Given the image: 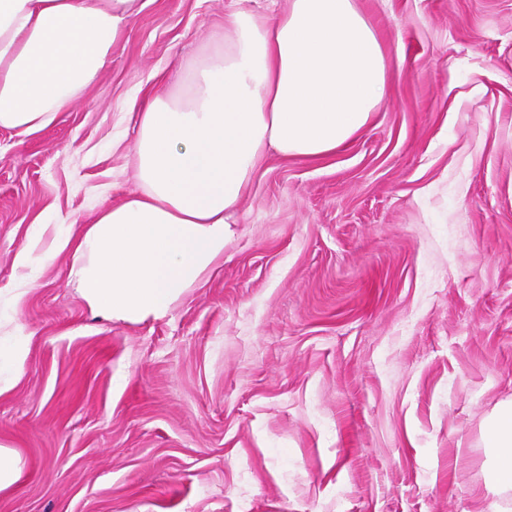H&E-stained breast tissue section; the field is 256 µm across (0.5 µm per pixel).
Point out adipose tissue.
Instances as JSON below:
<instances>
[{"mask_svg": "<svg viewBox=\"0 0 512 512\" xmlns=\"http://www.w3.org/2000/svg\"><path fill=\"white\" fill-rule=\"evenodd\" d=\"M139 0H0V128L49 125L96 81ZM388 92L385 53L356 0H286L265 19L238 9L178 94L138 101L139 195L73 239L91 312L163 316L224 258L267 153L321 157L368 125ZM488 445L494 487L512 490V407Z\"/></svg>", "mask_w": 512, "mask_h": 512, "instance_id": "ef3b65f1", "label": "adipose tissue"}]
</instances>
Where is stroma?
<instances>
[{
	"instance_id": "stroma-1",
	"label": "stroma",
	"mask_w": 512,
	"mask_h": 512,
	"mask_svg": "<svg viewBox=\"0 0 512 512\" xmlns=\"http://www.w3.org/2000/svg\"><path fill=\"white\" fill-rule=\"evenodd\" d=\"M142 2L49 126L0 130V324L30 337L0 512H512L486 447L512 400V0H358L389 57L371 123L268 154L220 266L107 323L60 241L141 191L134 99L177 93L225 13L282 5ZM23 477V462L19 453L0 444V495L9 494Z\"/></svg>"
}]
</instances>
